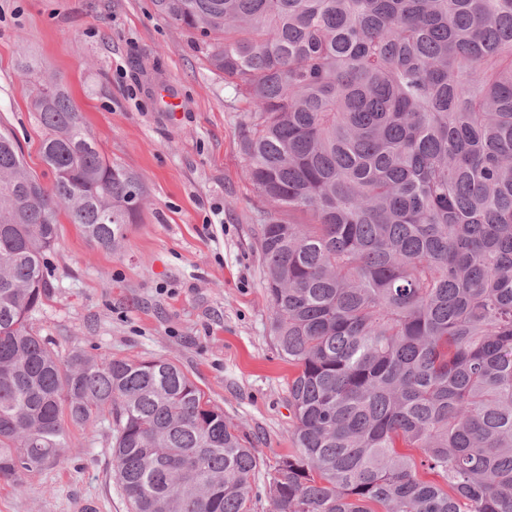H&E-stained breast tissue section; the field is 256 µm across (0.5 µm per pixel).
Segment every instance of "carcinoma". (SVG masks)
<instances>
[{"mask_svg":"<svg viewBox=\"0 0 512 512\" xmlns=\"http://www.w3.org/2000/svg\"><path fill=\"white\" fill-rule=\"evenodd\" d=\"M152 3L249 103L270 332L294 368L275 512H512V0ZM31 110L50 184L0 131V481L106 421L129 512H251L262 462L179 364L62 359L27 326L59 213L115 252L146 199L60 81Z\"/></svg>","mask_w":512,"mask_h":512,"instance_id":"cac0c4a2","label":"carcinoma"}]
</instances>
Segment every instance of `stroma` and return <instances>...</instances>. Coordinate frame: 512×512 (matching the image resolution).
Listing matches in <instances>:
<instances>
[{
  "label": "stroma",
  "mask_w": 512,
  "mask_h": 512,
  "mask_svg": "<svg viewBox=\"0 0 512 512\" xmlns=\"http://www.w3.org/2000/svg\"><path fill=\"white\" fill-rule=\"evenodd\" d=\"M33 72H25L21 59ZM68 89L103 153L143 177L147 200L121 249L103 250L60 221L45 259L47 295L29 319L60 355L176 361L221 406L258 456L292 452V366L269 331L258 240L267 215L244 177L239 121L247 103L151 0H0V130L27 165L50 175L31 112L36 76ZM171 89L183 109L158 101ZM111 432L75 429L64 458L17 485L0 483V512H128Z\"/></svg>",
  "instance_id": "1"
}]
</instances>
